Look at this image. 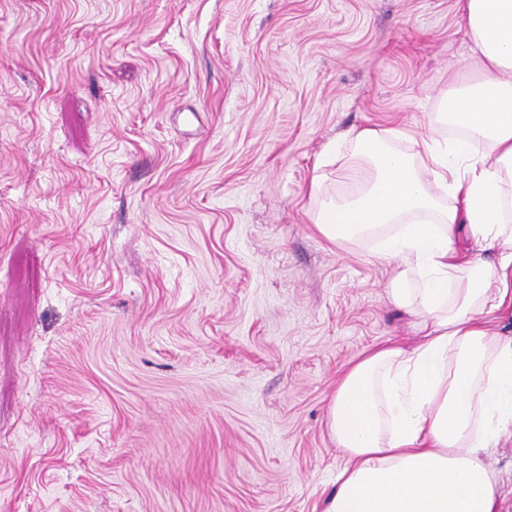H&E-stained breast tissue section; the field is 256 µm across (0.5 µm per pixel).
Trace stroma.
Wrapping results in <instances>:
<instances>
[{
    "label": "stroma",
    "instance_id": "1",
    "mask_svg": "<svg viewBox=\"0 0 512 512\" xmlns=\"http://www.w3.org/2000/svg\"><path fill=\"white\" fill-rule=\"evenodd\" d=\"M468 63L457 0H0V512H321L408 318L315 168Z\"/></svg>",
    "mask_w": 512,
    "mask_h": 512
}]
</instances>
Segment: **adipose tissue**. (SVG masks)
Returning <instances> with one entry per match:
<instances>
[{
  "label": "adipose tissue",
  "mask_w": 512,
  "mask_h": 512,
  "mask_svg": "<svg viewBox=\"0 0 512 512\" xmlns=\"http://www.w3.org/2000/svg\"><path fill=\"white\" fill-rule=\"evenodd\" d=\"M477 63L420 135L352 129L355 186L310 193L334 243L394 260L387 290L416 338L373 346L343 373L329 427L345 462L324 512H500L484 459L512 431V0H459ZM453 134L442 137V129Z\"/></svg>",
  "instance_id": "adipose-tissue-1"
}]
</instances>
